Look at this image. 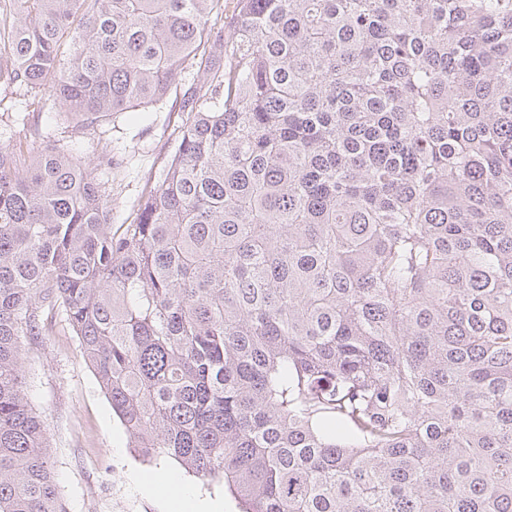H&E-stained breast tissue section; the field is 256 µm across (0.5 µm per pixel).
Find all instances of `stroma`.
I'll return each instance as SVG.
<instances>
[{
    "label": "stroma",
    "mask_w": 512,
    "mask_h": 512,
    "mask_svg": "<svg viewBox=\"0 0 512 512\" xmlns=\"http://www.w3.org/2000/svg\"><path fill=\"white\" fill-rule=\"evenodd\" d=\"M193 83L179 81L166 102L142 112L117 113L89 130H79L50 88L36 95L0 91V144L21 140L32 152L57 147L86 159L112 152L119 164L104 179L113 224H132L147 180H160L188 119L179 102ZM41 100L34 111L32 100ZM23 374L27 398L47 432L51 461L67 512H177L170 496L143 492L133 476L175 468L174 460L145 461L128 437L87 367L83 350L63 319L51 335L24 341Z\"/></svg>",
    "instance_id": "stroma-1"
}]
</instances>
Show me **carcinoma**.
<instances>
[{"label":"carcinoma","mask_w":512,"mask_h":512,"mask_svg":"<svg viewBox=\"0 0 512 512\" xmlns=\"http://www.w3.org/2000/svg\"><path fill=\"white\" fill-rule=\"evenodd\" d=\"M219 17L220 27L210 24ZM0 87L85 130L183 95L112 229L0 146V512H66L22 340L60 312L131 447L241 512H512V0H0Z\"/></svg>","instance_id":"carcinoma-1"}]
</instances>
